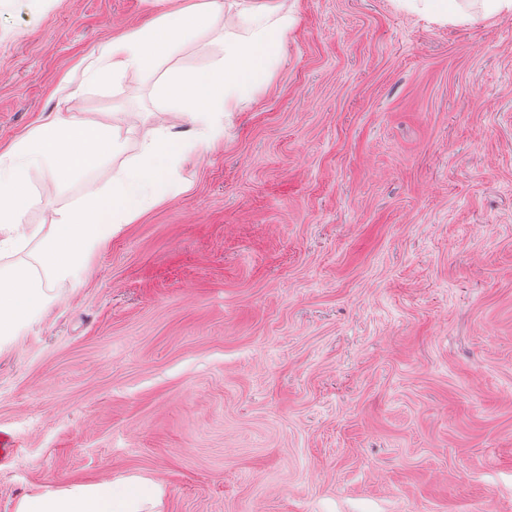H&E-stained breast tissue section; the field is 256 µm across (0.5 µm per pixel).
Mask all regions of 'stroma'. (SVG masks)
Listing matches in <instances>:
<instances>
[{
    "mask_svg": "<svg viewBox=\"0 0 512 512\" xmlns=\"http://www.w3.org/2000/svg\"><path fill=\"white\" fill-rule=\"evenodd\" d=\"M196 2L0 0V153L57 112L123 145L68 181L31 169L29 223L156 128L192 137L156 75L84 71ZM276 2L295 22L268 79L0 335V512L130 477L151 512H512V15ZM237 28L220 13L170 66Z\"/></svg>",
    "mask_w": 512,
    "mask_h": 512,
    "instance_id": "obj_1",
    "label": "stroma"
}]
</instances>
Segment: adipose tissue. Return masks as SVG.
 Instances as JSON below:
<instances>
[{"label":"adipose tissue","mask_w":512,"mask_h":512,"mask_svg":"<svg viewBox=\"0 0 512 512\" xmlns=\"http://www.w3.org/2000/svg\"><path fill=\"white\" fill-rule=\"evenodd\" d=\"M400 8L442 22L512 14V0H397ZM152 490L128 482L77 485L22 502L19 512H145Z\"/></svg>","instance_id":"1"}]
</instances>
